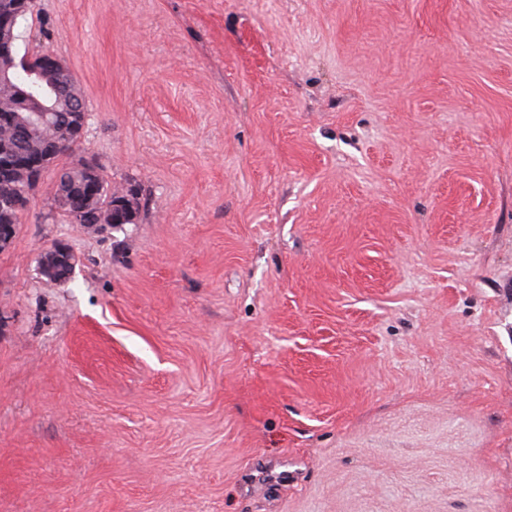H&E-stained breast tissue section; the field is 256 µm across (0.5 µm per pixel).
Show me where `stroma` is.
I'll list each match as a JSON object with an SVG mask.
<instances>
[{
  "label": "stroma",
  "mask_w": 512,
  "mask_h": 512,
  "mask_svg": "<svg viewBox=\"0 0 512 512\" xmlns=\"http://www.w3.org/2000/svg\"><path fill=\"white\" fill-rule=\"evenodd\" d=\"M36 7L140 210L0 252V512H512V0ZM73 263V254L69 247L64 243H58L41 254L39 270L41 275L48 280L61 282L62 279L54 277L56 267L70 266Z\"/></svg>",
  "instance_id": "1"
}]
</instances>
